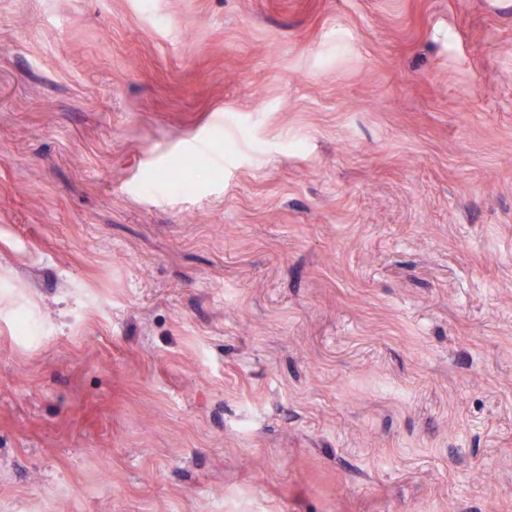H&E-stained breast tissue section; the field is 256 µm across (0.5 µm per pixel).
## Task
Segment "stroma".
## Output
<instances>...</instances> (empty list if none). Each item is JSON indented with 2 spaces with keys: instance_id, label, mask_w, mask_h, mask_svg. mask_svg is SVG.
<instances>
[{
  "instance_id": "stroma-1",
  "label": "stroma",
  "mask_w": 512,
  "mask_h": 512,
  "mask_svg": "<svg viewBox=\"0 0 512 512\" xmlns=\"http://www.w3.org/2000/svg\"><path fill=\"white\" fill-rule=\"evenodd\" d=\"M0 512H512V0H0Z\"/></svg>"
}]
</instances>
